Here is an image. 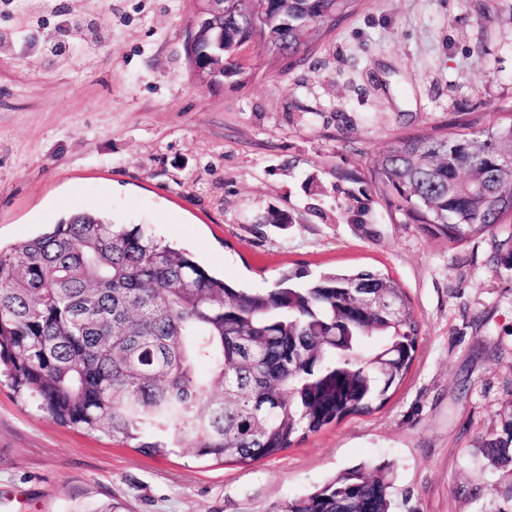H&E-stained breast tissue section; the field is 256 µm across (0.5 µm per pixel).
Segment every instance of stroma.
I'll return each mask as SVG.
<instances>
[{
    "mask_svg": "<svg viewBox=\"0 0 512 512\" xmlns=\"http://www.w3.org/2000/svg\"><path fill=\"white\" fill-rule=\"evenodd\" d=\"M193 11L0 0V242L86 211L146 225L242 288L380 269L412 300L418 360L381 411L248 467L142 455L2 384L9 512H283L359 466L389 467L393 512H512L482 454L512 414V268L491 236L432 239L362 178L399 137L512 119V0H363L304 64L265 57L218 90L185 58ZM360 208L362 223L344 218Z\"/></svg>",
    "mask_w": 512,
    "mask_h": 512,
    "instance_id": "stroma-1",
    "label": "stroma"
}]
</instances>
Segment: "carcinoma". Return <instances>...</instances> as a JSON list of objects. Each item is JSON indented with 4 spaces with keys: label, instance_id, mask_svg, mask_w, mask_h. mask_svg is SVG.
Segmentation results:
<instances>
[{
    "label": "carcinoma",
    "instance_id": "carcinoma-1",
    "mask_svg": "<svg viewBox=\"0 0 512 512\" xmlns=\"http://www.w3.org/2000/svg\"><path fill=\"white\" fill-rule=\"evenodd\" d=\"M360 0H224V82L254 76L245 46L295 67ZM498 110L476 136L408 135L370 169L381 199L432 237L501 232L512 267V121ZM482 162L462 171L459 155ZM384 342L369 347L373 337ZM419 323L380 271L299 270L254 291L212 275L138 224L77 212L0 247V376L59 424L147 455L179 449L226 464L274 458L295 439L384 408L414 367ZM512 476V415L483 445ZM393 483L359 467L284 512H391Z\"/></svg>",
    "mask_w": 512,
    "mask_h": 512
}]
</instances>
